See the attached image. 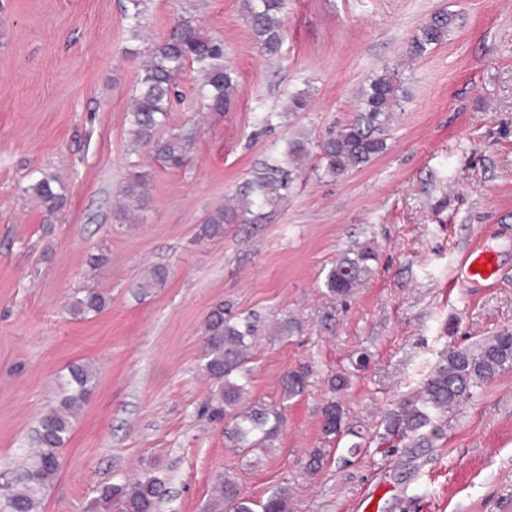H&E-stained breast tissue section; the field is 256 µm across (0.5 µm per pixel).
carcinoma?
Listing matches in <instances>:
<instances>
[{
	"label": "carcinoma",
	"mask_w": 512,
	"mask_h": 512,
	"mask_svg": "<svg viewBox=\"0 0 512 512\" xmlns=\"http://www.w3.org/2000/svg\"><path fill=\"white\" fill-rule=\"evenodd\" d=\"M285 7L286 0H242L249 27L261 53L269 60L275 61L283 54ZM453 21V14L446 10L436 13L413 36L409 55L422 58L444 43ZM187 66L199 73L196 95L212 112L229 110L240 89L239 76L224 64V43L201 33L190 21L179 23L173 35L153 49L137 75L139 94L130 110L131 142L136 147L153 146L156 153L174 165L185 161L194 132L182 130L165 139L157 138V133L167 116L171 87ZM398 92L395 72L384 69L368 79L359 91L354 118L328 132L318 144L324 176L335 178L346 167H361L386 150L387 132L399 105ZM308 98L305 90L288 94L284 112L305 111ZM309 154L307 138L288 140L283 159L256 170L240 187L235 204L219 206L208 214L202 226L204 236L224 234L226 224L261 222L265 218L262 209L285 197L298 171V162ZM55 183L56 178L45 176L32 185L35 196L51 214L59 211L64 201ZM121 194L120 217L133 224L149 202L144 175L131 174ZM371 260L373 252L367 248L340 256L325 276L329 293L338 298L351 296L371 274ZM166 277L165 267L154 266L140 288L160 286ZM106 306L101 292L84 288L69 302V312L75 318H84L103 312ZM263 328L264 320L259 314L249 312L233 317L224 311V304H216L204 322L203 368L212 381L206 408L213 417L224 419L226 447L267 455L275 448L284 415L280 407L249 399L250 348ZM511 368L510 330L498 331L472 345L448 349L427 373L416 394L401 398L385 413L386 434L410 440L417 448L432 446L433 440L442 435L438 421ZM309 376L310 371L304 366L286 372L281 380L282 403L302 395ZM93 379L89 367L75 364L59 382V400L43 414L32 435L35 453L29 458L21 485L0 502V512H37L39 495L57 474L58 452L67 441L76 411L91 392ZM348 386L346 374L329 379L330 396L322 407L321 422L327 439L350 431L344 408L336 400V394ZM166 493L165 478L146 473L104 487L95 498L94 507L105 512H159ZM204 512H289L288 491L275 487L265 499L255 502L242 493L235 477L219 474Z\"/></svg>",
	"instance_id": "cac0c4a2"
}]
</instances>
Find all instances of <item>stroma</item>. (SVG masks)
Wrapping results in <instances>:
<instances>
[{"mask_svg":"<svg viewBox=\"0 0 512 512\" xmlns=\"http://www.w3.org/2000/svg\"><path fill=\"white\" fill-rule=\"evenodd\" d=\"M126 4L0 0V498L19 486L59 378L85 364L94 387L38 512H89L103 486L146 472L167 479L160 512H201L224 471L256 500L288 487L290 512H359L369 497L372 512H512V369L448 414L432 447L383 438L381 425L443 351L512 330V0H287L275 66L240 0H147L137 34ZM442 10L454 15L447 41L409 60L414 32ZM185 16L223 40L241 88L230 111L210 112L194 95L198 73L183 70L159 135L196 138L173 167L132 148L128 112L145 57ZM385 68L402 92L383 154L335 179L310 154L264 223L201 236L286 139L316 142L347 123ZM288 88L309 91L307 111L257 125V113L282 111ZM134 172L150 204L127 224L118 200ZM45 173L65 195L53 214L31 192ZM487 225L500 258L492 287L458 269ZM359 247L374 252L373 273L335 298L326 272ZM157 264L164 285L141 291ZM88 287L107 308L72 318L67 301ZM220 302L298 325L251 351V398L285 406L275 450L253 465L203 411V323ZM301 365L308 389L282 401L283 374ZM339 373L352 431L329 442L322 406ZM323 447L322 467L306 471Z\"/></svg>","mask_w":512,"mask_h":512,"instance_id":"stroma-1","label":"stroma"}]
</instances>
